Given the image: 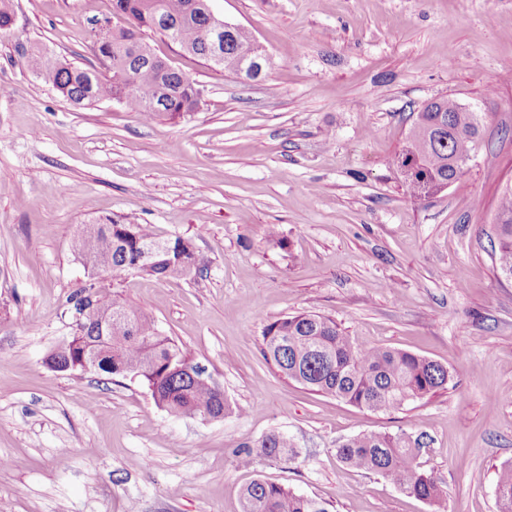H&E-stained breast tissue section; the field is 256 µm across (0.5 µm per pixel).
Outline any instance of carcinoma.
Segmentation results:
<instances>
[{"label":"carcinoma","mask_w":512,"mask_h":512,"mask_svg":"<svg viewBox=\"0 0 512 512\" xmlns=\"http://www.w3.org/2000/svg\"><path fill=\"white\" fill-rule=\"evenodd\" d=\"M112 13L125 24L99 25L93 51L107 57L111 67L102 72L94 66L80 67L64 58L37 55L31 63L39 76L77 107L115 100L140 117L153 121L174 119L198 108L195 84L143 42L148 29L178 42L182 49L212 62L209 37L210 15L200 0H112ZM222 66L236 72L233 63L262 55L263 73L274 66L272 57L250 35L237 33L224 40ZM162 90L156 99L148 92ZM430 112H415L401 152L393 164L404 175L410 197L420 199L440 193L459 176L458 161L479 146L480 119L477 112L463 111L454 98H439ZM496 265L501 275H512V186L503 191L496 215ZM77 254L87 270L109 272L112 278L135 270L153 277L172 275L180 266L187 275L198 269L193 242L182 236L168 239V251L143 267L142 246L160 242L147 225L119 224L105 218L84 224L78 234ZM98 309L126 316L112 325V352L97 359L94 371L123 378L137 377L158 407L170 414L208 413L218 416L232 411L224 392L181 347L161 335L155 322L140 308L107 287L94 292ZM99 338L96 324L73 335L74 345L59 356L55 371L71 373V366L88 356L86 342ZM263 356L287 379L352 406L389 413L406 404L448 388L453 378L444 365L402 349L372 346L357 348L332 319L316 313H300L266 326ZM428 439L424 431L359 433L336 448L348 467L378 474L393 481L404 492L426 502L432 512H444L446 492L431 472L421 469L418 459ZM267 457H294L293 444L282 433L271 432L254 444L244 445L239 457L244 464L254 453ZM499 512H512V463L501 467L497 481ZM242 512H329L326 503L295 493L292 489L257 478L241 492Z\"/></svg>","instance_id":"carcinoma-1"}]
</instances>
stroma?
<instances>
[{
	"label": "stroma",
	"instance_id": "stroma-1",
	"mask_svg": "<svg viewBox=\"0 0 512 512\" xmlns=\"http://www.w3.org/2000/svg\"><path fill=\"white\" fill-rule=\"evenodd\" d=\"M0 32V512H240L255 478L331 512H430L336 456L359 433L416 428L446 512H498L512 462V280L492 256L512 185V0H212L273 57L242 83L153 34L201 90L196 111L141 121L77 107L32 68L39 48L96 64L112 0H10ZM451 96L481 112L482 145L441 194L410 198L393 159L412 114ZM191 239L197 273H129L140 307L243 414L176 417L138 382L58 373L66 297L87 271L79 225L105 217ZM276 227L279 241L268 237ZM327 316L359 348L444 364L454 387L376 413L288 380L262 353L284 316ZM272 431L298 456L242 465ZM497 498L500 512H512V463L504 464L498 475Z\"/></svg>",
	"mask_w": 512,
	"mask_h": 512
}]
</instances>
